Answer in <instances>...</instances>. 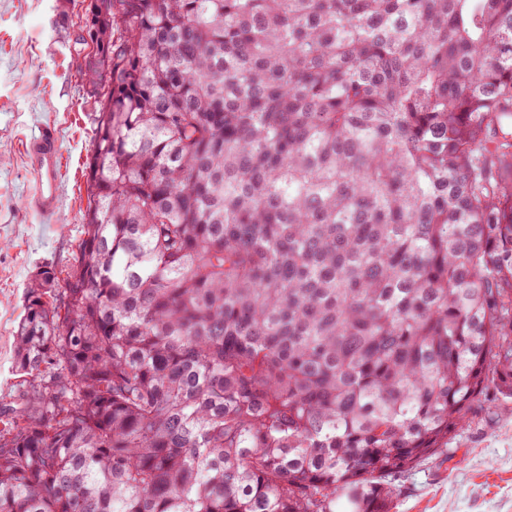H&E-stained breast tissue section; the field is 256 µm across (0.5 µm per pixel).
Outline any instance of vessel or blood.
<instances>
[{"label":"vessel or blood","mask_w":512,"mask_h":512,"mask_svg":"<svg viewBox=\"0 0 512 512\" xmlns=\"http://www.w3.org/2000/svg\"><path fill=\"white\" fill-rule=\"evenodd\" d=\"M28 166L36 180L34 205L49 213L58 204L57 179L60 151L50 130L43 129L32 135L25 145Z\"/></svg>","instance_id":"b4317fda"}]
</instances>
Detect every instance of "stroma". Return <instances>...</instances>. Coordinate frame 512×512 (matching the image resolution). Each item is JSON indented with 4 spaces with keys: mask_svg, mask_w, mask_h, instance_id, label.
<instances>
[{
    "mask_svg": "<svg viewBox=\"0 0 512 512\" xmlns=\"http://www.w3.org/2000/svg\"><path fill=\"white\" fill-rule=\"evenodd\" d=\"M83 0H0V409L28 389L12 370L23 293L36 267L66 272L88 206L83 170L95 104L74 48ZM57 135L58 206L34 208L27 138ZM391 512H512V415L485 409L445 454L394 480Z\"/></svg>",
    "mask_w": 512,
    "mask_h": 512,
    "instance_id": "obj_1",
    "label": "stroma"
}]
</instances>
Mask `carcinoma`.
<instances>
[{
  "mask_svg": "<svg viewBox=\"0 0 512 512\" xmlns=\"http://www.w3.org/2000/svg\"><path fill=\"white\" fill-rule=\"evenodd\" d=\"M98 3L0 512H390L512 411V0Z\"/></svg>",
  "mask_w": 512,
  "mask_h": 512,
  "instance_id": "carcinoma-1",
  "label": "carcinoma"
}]
</instances>
